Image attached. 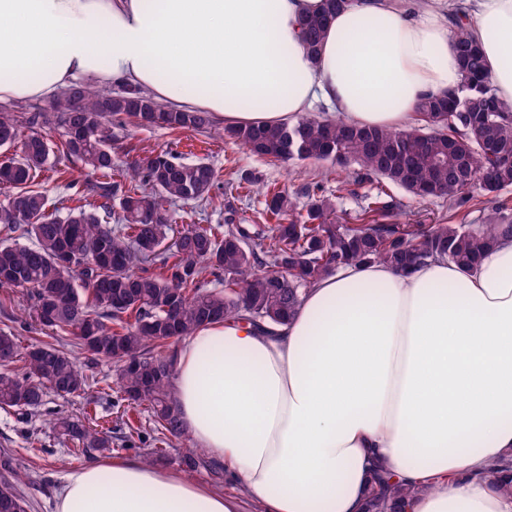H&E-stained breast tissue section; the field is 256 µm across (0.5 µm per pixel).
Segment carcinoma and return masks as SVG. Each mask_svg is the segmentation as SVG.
Returning a JSON list of instances; mask_svg holds the SVG:
<instances>
[{
    "label": "carcinoma",
    "mask_w": 512,
    "mask_h": 512,
    "mask_svg": "<svg viewBox=\"0 0 512 512\" xmlns=\"http://www.w3.org/2000/svg\"><path fill=\"white\" fill-rule=\"evenodd\" d=\"M353 2L324 0L322 13L305 22L311 52L321 46L327 21ZM454 37L461 91L422 98L417 123L404 130L362 129L312 114L288 125L218 128L208 112L173 110L132 86L107 92L75 84L44 106L1 112L0 290H26L22 314L65 342L21 348L12 332L0 331V408L24 416L43 405L49 389L84 394L89 378L77 352L90 364L112 361L118 400L150 413L157 447L145 463L165 462L166 446L188 439L173 386L179 343L200 328L229 319L257 328L283 323L313 283L345 266L381 261L405 271L448 260L472 268L512 237V202L500 197L512 186V162L485 149L491 140L512 153V112L502 111L466 23H457ZM129 124L224 137L282 162H328L340 171L356 165L362 179H384L416 198H442L450 211L473 208L483 218L426 227L386 223L396 206L377 195L364 207L369 223L338 224L335 204L311 182L302 203L281 188L259 189L272 224H189L171 241V203L191 201L204 210L217 172L202 158L188 161L161 149L113 178L114 142ZM72 164L95 175L90 190L101 199L97 208H50L37 179L52 167L72 186ZM208 274L221 288L210 286ZM52 428L85 455L112 449V430L86 411L60 416ZM180 465L208 473L218 488L224 482V464L204 451L187 449ZM0 468V512H27L18 485L23 474L8 457ZM416 493L380 475L368 512H399V502Z\"/></svg>",
    "instance_id": "carcinoma-1"
}]
</instances>
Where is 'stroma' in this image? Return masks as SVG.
Returning <instances> with one entry per match:
<instances>
[{
  "mask_svg": "<svg viewBox=\"0 0 512 512\" xmlns=\"http://www.w3.org/2000/svg\"><path fill=\"white\" fill-rule=\"evenodd\" d=\"M160 148L175 150L188 160L206 158L218 171L219 182L212 191L213 202L205 212L211 224L261 223L264 199L242 187L239 177L245 173L255 174L265 183L292 192L301 191L303 185L311 180L320 181L325 195L335 198L336 219L343 224L360 223L368 197L380 188L385 189L397 204L394 223L432 224L448 216L458 223L475 224L479 221L474 213L450 215L447 202L439 198L422 202L396 185H382L375 180L351 181L342 188L338 186L335 175L326 174L324 165L299 160L275 162L252 155L224 139L191 130L129 128L115 154V161L122 166L145 151ZM75 179V185H67L54 170L48 169L42 172L39 181L50 202L67 207L97 204V197L86 188L87 176L79 172ZM89 372L95 382L88 397L48 394L29 422H20L14 410L0 409V456L9 455L13 466L25 474L21 489L32 504L30 512H54L55 496L64 475L91 462L90 457L84 456L75 444L54 434L49 428L50 421L63 414L79 413L84 408L96 415L99 424L106 427H114L122 419L125 407L118 404L111 388L115 377L113 364L101 362L90 366ZM32 432L38 434L42 444L41 451L35 453L31 452L27 440Z\"/></svg>",
  "mask_w": 512,
  "mask_h": 512,
  "instance_id": "1",
  "label": "stroma"
}]
</instances>
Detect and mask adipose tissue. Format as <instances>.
Here are the masks:
<instances>
[{
  "label": "adipose tissue",
  "mask_w": 512,
  "mask_h": 512,
  "mask_svg": "<svg viewBox=\"0 0 512 512\" xmlns=\"http://www.w3.org/2000/svg\"><path fill=\"white\" fill-rule=\"evenodd\" d=\"M323 0H0V104L74 83L131 85L225 125L325 105L361 128H407L457 90L454 15L472 21L512 103V0H356L318 52ZM189 438L224 460L225 492L134 460L68 472L55 512H367L375 471L418 493L405 512H512V239L473 269L356 264L261 331L226 320L180 347ZM354 0H324L323 11L319 15L310 17L304 24V38L311 50L315 53L321 46L324 29L327 21L336 15V12L351 7Z\"/></svg>",
  "instance_id": "ef3b65f1"
}]
</instances>
